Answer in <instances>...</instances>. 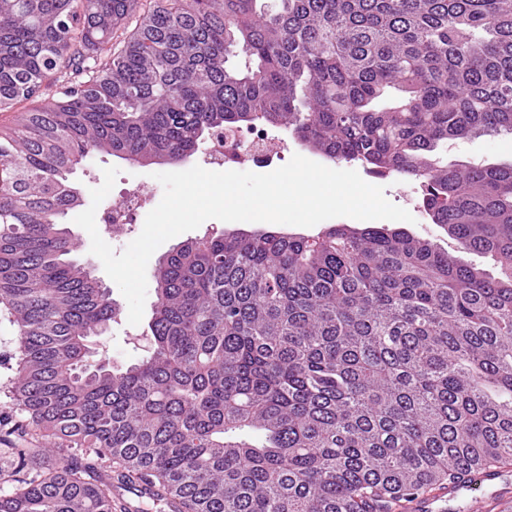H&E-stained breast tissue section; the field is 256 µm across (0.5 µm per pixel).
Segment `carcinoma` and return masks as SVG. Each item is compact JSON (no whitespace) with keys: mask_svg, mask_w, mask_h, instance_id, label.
Instances as JSON below:
<instances>
[{"mask_svg":"<svg viewBox=\"0 0 512 512\" xmlns=\"http://www.w3.org/2000/svg\"><path fill=\"white\" fill-rule=\"evenodd\" d=\"M258 2L0 0V111L75 77L0 132L5 388L55 447L33 469L14 449L0 512H124L118 484L183 512H397L512 465V164L437 155L512 133V0ZM255 123L420 181L502 276L400 228L208 233L154 271L148 355L90 362L119 308L74 257L73 174ZM16 335L13 328L0 313V413L9 407V399L4 392V383L15 366Z\"/></svg>","mask_w":512,"mask_h":512,"instance_id":"carcinoma-1","label":"carcinoma"}]
</instances>
